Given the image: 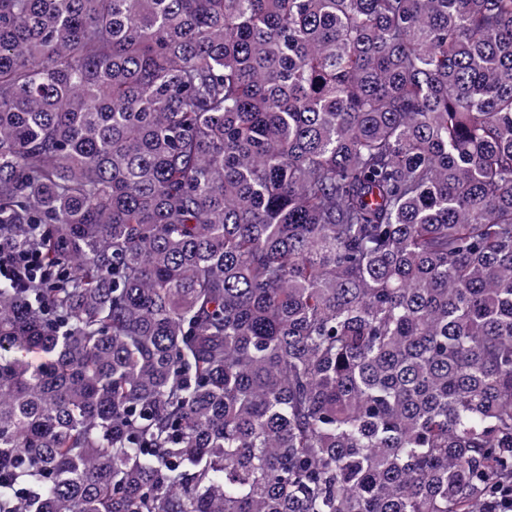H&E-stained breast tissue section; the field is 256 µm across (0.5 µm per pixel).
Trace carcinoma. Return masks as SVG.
I'll return each mask as SVG.
<instances>
[{
	"label": "carcinoma",
	"instance_id": "cac0c4a2",
	"mask_svg": "<svg viewBox=\"0 0 512 512\" xmlns=\"http://www.w3.org/2000/svg\"><path fill=\"white\" fill-rule=\"evenodd\" d=\"M0 512H492L512 0H0ZM40 270L41 262L37 252L5 253L3 247L0 249V282L2 284L5 283L4 280L16 286H22Z\"/></svg>",
	"mask_w": 512,
	"mask_h": 512
}]
</instances>
